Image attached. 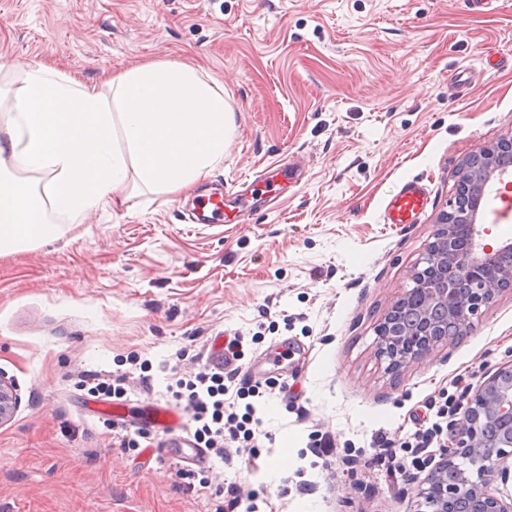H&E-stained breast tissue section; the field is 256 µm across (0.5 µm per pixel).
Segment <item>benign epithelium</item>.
Segmentation results:
<instances>
[{
  "label": "benign epithelium",
  "instance_id": "obj_1",
  "mask_svg": "<svg viewBox=\"0 0 512 512\" xmlns=\"http://www.w3.org/2000/svg\"><path fill=\"white\" fill-rule=\"evenodd\" d=\"M512 150V138L482 148L465 163L451 211L442 215L424 255L413 266L412 288L398 298L376 327L378 356L386 370L399 373L409 364L429 357L448 340L462 335L472 316L512 290V243L485 242L488 229L476 223L483 189L500 173L497 157ZM468 283L454 287L456 279ZM19 403L13 380L0 373V425L9 421ZM496 421L499 433L487 439L482 425ZM512 448V361L484 376L468 397L461 418L453 424L441 461L430 473L422 495L432 512H453L454 504L468 500L472 512H512L491 492L494 481L512 479L508 463Z\"/></svg>",
  "mask_w": 512,
  "mask_h": 512
}]
</instances>
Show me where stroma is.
<instances>
[{"mask_svg":"<svg viewBox=\"0 0 512 512\" xmlns=\"http://www.w3.org/2000/svg\"><path fill=\"white\" fill-rule=\"evenodd\" d=\"M1 61L0 108L40 63L88 82L200 66L235 131L194 192L136 194L0 255V373L21 397L0 425V512H224L247 492L259 512H420L422 465L450 434L438 410L512 360V291L396 375L375 328L469 155L512 137V0H0ZM247 176L274 181L278 207L185 223L199 196ZM410 178L426 209L384 223ZM236 333L243 368L276 387L257 406L255 471L219 462L188 488L154 430L119 448L108 398L82 376L127 374L135 421L172 404L192 354ZM426 421L441 430L411 453Z\"/></svg>","mask_w":512,"mask_h":512,"instance_id":"obj_1","label":"stroma"}]
</instances>
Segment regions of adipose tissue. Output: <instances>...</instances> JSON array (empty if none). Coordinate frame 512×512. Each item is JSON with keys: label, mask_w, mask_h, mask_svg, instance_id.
<instances>
[{"label": "adipose tissue", "mask_w": 512, "mask_h": 512, "mask_svg": "<svg viewBox=\"0 0 512 512\" xmlns=\"http://www.w3.org/2000/svg\"><path fill=\"white\" fill-rule=\"evenodd\" d=\"M233 112L202 74L146 64L101 83L38 65L0 114V255L124 203L131 179L186 191L223 162ZM39 175L38 184L19 173ZM59 223H51V215Z\"/></svg>", "instance_id": "obj_1"}]
</instances>
